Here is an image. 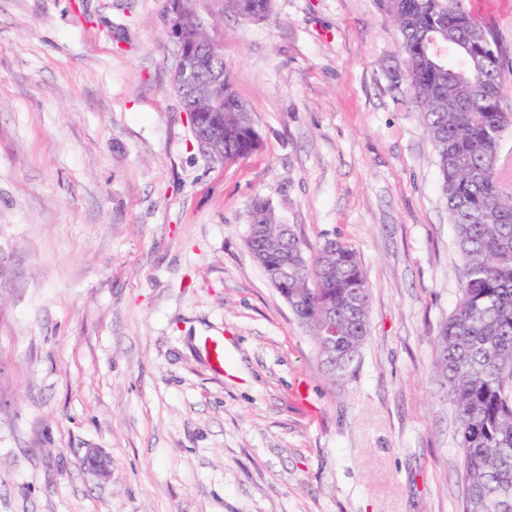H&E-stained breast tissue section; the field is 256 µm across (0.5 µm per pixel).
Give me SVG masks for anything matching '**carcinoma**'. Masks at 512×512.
<instances>
[{
    "label": "carcinoma",
    "mask_w": 512,
    "mask_h": 512,
    "mask_svg": "<svg viewBox=\"0 0 512 512\" xmlns=\"http://www.w3.org/2000/svg\"><path fill=\"white\" fill-rule=\"evenodd\" d=\"M224 12L243 20L266 19L272 0H220ZM394 20L405 56L396 76L408 88V104L419 113L433 144L441 191L455 229L462 262L457 301L439 333L438 368L455 408L463 449L461 512H512V182L498 160L512 112L501 106V78L512 65L494 35L477 23L459 0H380ZM466 48L448 61L431 55V42ZM212 69L224 72V144L213 157L237 161L258 144L239 129L249 111L233 89L224 56ZM461 108L448 110V83ZM248 249L293 255L297 235L283 237L275 210L247 211ZM288 292L302 295L295 316L312 333L331 381L342 379L368 336L370 287L354 249L339 240L324 243L307 263H288ZM336 318L344 337L325 346L319 328Z\"/></svg>",
    "instance_id": "cac0c4a2"
}]
</instances>
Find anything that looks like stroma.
Here are the masks:
<instances>
[{"label": "stroma", "instance_id": "obj_1", "mask_svg": "<svg viewBox=\"0 0 512 512\" xmlns=\"http://www.w3.org/2000/svg\"><path fill=\"white\" fill-rule=\"evenodd\" d=\"M462 5L512 55V0ZM195 7L249 158L197 144L166 0H0V512H460L436 368L460 258L394 22L378 0ZM257 197L307 255L357 252L369 335L339 381L245 246ZM220 2L225 13H231L247 21L266 19L272 8V0H220Z\"/></svg>", "mask_w": 512, "mask_h": 512}]
</instances>
